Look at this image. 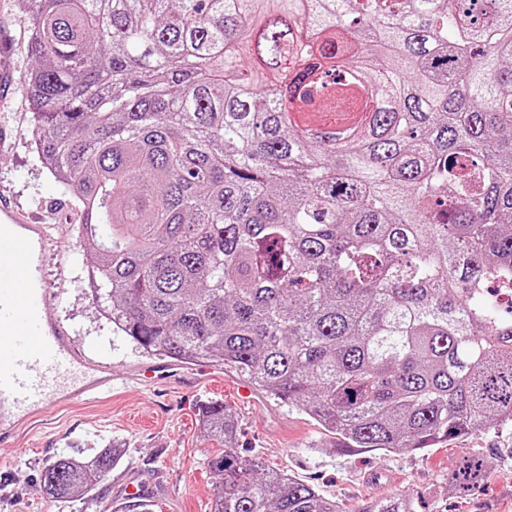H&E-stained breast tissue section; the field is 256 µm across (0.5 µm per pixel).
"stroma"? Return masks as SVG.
<instances>
[{
    "label": "stroma",
    "instance_id": "35a3bbf8",
    "mask_svg": "<svg viewBox=\"0 0 512 512\" xmlns=\"http://www.w3.org/2000/svg\"><path fill=\"white\" fill-rule=\"evenodd\" d=\"M25 31L18 0H0V37L19 74L28 65ZM2 121L14 139L11 149L0 151V195L51 224L55 243L44 275L57 295L53 306L80 338L107 351L123 385L109 398L48 410L0 444V512H133L137 502L151 512H213L216 476L209 461L222 447L205 436L201 413L211 401L232 410L239 455L313 485L344 512H359L364 501L391 494L410 496L415 512H512L511 428L455 437L410 455L351 454L295 406L260 392L242 401L239 376L215 363H194L192 385L149 389L125 383L130 370L167 359L136 349L94 300L85 279L90 257L74 231L85 210L38 162L17 86L0 88ZM109 446L121 454L105 480L68 502L44 493L42 471L57 455L88 460ZM469 452L484 455L488 470L481 488L463 500L449 494L448 475ZM130 484L141 489L140 498L126 496Z\"/></svg>",
    "mask_w": 512,
    "mask_h": 512
}]
</instances>
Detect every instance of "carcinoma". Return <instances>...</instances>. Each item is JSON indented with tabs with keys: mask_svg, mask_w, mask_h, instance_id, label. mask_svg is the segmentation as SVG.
<instances>
[{
	"mask_svg": "<svg viewBox=\"0 0 512 512\" xmlns=\"http://www.w3.org/2000/svg\"><path fill=\"white\" fill-rule=\"evenodd\" d=\"M42 166L87 206L95 297L143 352L211 361L354 452L512 425V0H21ZM361 65L352 67L350 60ZM350 141L310 135L364 112ZM214 512H342L235 449ZM117 449L42 473L67 502ZM474 454L448 477L464 496ZM358 512H413L407 495Z\"/></svg>",
	"mask_w": 512,
	"mask_h": 512,
	"instance_id": "cac0c4a2",
	"label": "carcinoma"
}]
</instances>
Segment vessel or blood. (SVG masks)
<instances>
[{
	"label": "vessel or blood",
	"instance_id": "obj_1",
	"mask_svg": "<svg viewBox=\"0 0 512 512\" xmlns=\"http://www.w3.org/2000/svg\"><path fill=\"white\" fill-rule=\"evenodd\" d=\"M50 227L0 198V443L41 412L112 392L106 363L50 306Z\"/></svg>",
	"mask_w": 512,
	"mask_h": 512
}]
</instances>
